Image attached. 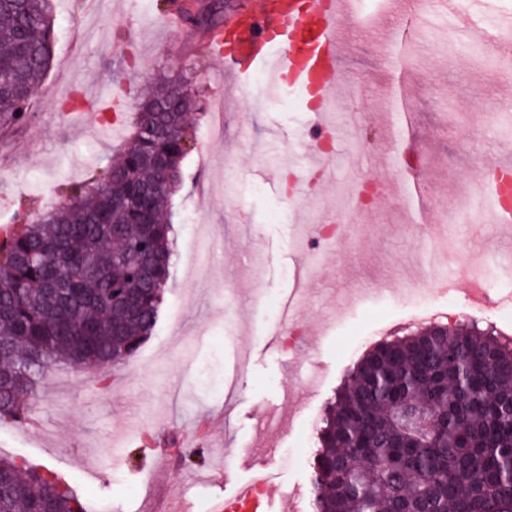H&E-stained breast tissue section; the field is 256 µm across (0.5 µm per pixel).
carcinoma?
I'll use <instances>...</instances> for the list:
<instances>
[{
  "label": "carcinoma",
  "instance_id": "cac0c4a2",
  "mask_svg": "<svg viewBox=\"0 0 512 512\" xmlns=\"http://www.w3.org/2000/svg\"><path fill=\"white\" fill-rule=\"evenodd\" d=\"M212 8L198 25L217 29ZM55 43L50 0H0V125L38 95ZM181 81L140 104L103 177L0 236V420L57 364L123 362L153 331L173 264L169 202L195 95ZM166 163L173 178L157 180ZM425 412L418 428L398 411ZM313 512H512V343L474 328L374 344L349 370L318 433ZM0 512H87L52 474L0 458Z\"/></svg>",
  "mask_w": 512,
  "mask_h": 512
}]
</instances>
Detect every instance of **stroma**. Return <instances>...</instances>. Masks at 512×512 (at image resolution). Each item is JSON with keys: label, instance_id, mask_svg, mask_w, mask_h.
<instances>
[{"label": "stroma", "instance_id": "stroma-1", "mask_svg": "<svg viewBox=\"0 0 512 512\" xmlns=\"http://www.w3.org/2000/svg\"><path fill=\"white\" fill-rule=\"evenodd\" d=\"M183 0H94L78 10L53 0L51 66L26 120L0 128V225L36 217L60 201L64 184L102 174L131 130L138 102L157 77H180L198 90L194 142L173 195L176 256L157 324L123 363L77 370L55 366L29 403L37 425L0 421V458L46 468L90 512H168L184 497L208 512L214 495L251 467H268L263 512H280L291 490L309 494L317 429L346 370L378 337L411 332L423 294L408 272L412 228L431 234L428 217L460 188L481 192L480 172L512 151V75L474 77L467 56L439 21L409 41L403 13L368 24L345 12L338 21L341 63L353 94L337 107L345 127L327 166L306 157L314 117L296 105L282 123L276 103H249L251 77H234L211 55L201 28L168 26ZM123 107L113 111L114 99ZM507 108L492 126L482 108ZM223 112L224 133L206 134L209 113ZM405 134H392V114ZM426 155L427 181L404 199L407 150ZM384 185L375 203L353 212L355 228L335 245L309 249L329 210H351L359 180ZM470 236L469 262L486 269L492 292L508 274L498 266L512 239L481 221L455 227ZM196 287H186L187 279ZM301 293L302 335H275L266 294ZM282 421L274 448L254 440L269 410ZM155 426V456L137 434ZM164 469L168 480L149 474ZM223 471L229 485L194 483Z\"/></svg>", "mask_w": 512, "mask_h": 512}]
</instances>
